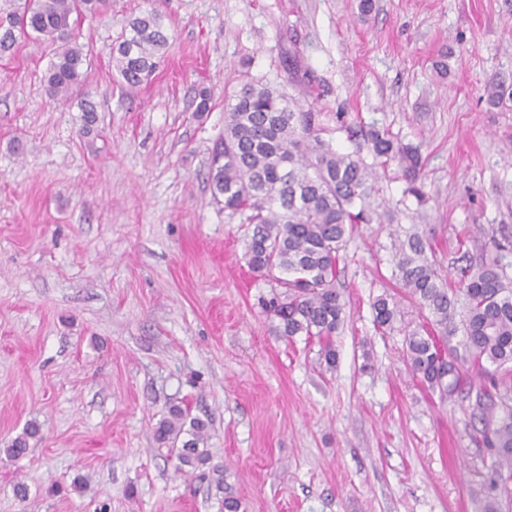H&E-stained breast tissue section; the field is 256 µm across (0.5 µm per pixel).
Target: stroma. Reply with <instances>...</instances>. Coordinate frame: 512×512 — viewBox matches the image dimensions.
<instances>
[{"instance_id":"stroma-1","label":"stroma","mask_w":512,"mask_h":512,"mask_svg":"<svg viewBox=\"0 0 512 512\" xmlns=\"http://www.w3.org/2000/svg\"><path fill=\"white\" fill-rule=\"evenodd\" d=\"M371 3L112 0L79 22L88 70L64 102L43 87L51 45L0 56V512H224L227 491L244 512H481L480 380L461 362L445 399L413 378L405 335L426 314L391 276L392 244L419 225L452 274L512 243V99L485 92L512 78V0ZM146 11L169 45L131 89L112 48ZM257 82L318 112L337 151L375 129L421 158L425 201L397 163L379 169L394 221L356 225L342 252L331 369L317 340L276 334L251 228L212 197L225 109ZM383 294L400 310L387 333ZM183 403L210 422V463L187 475L152 433ZM372 309L374 312V322L379 329L390 331L394 328V322L399 310L397 303L391 296L386 294L378 296L372 303ZM39 434V427L35 424L28 425L21 434L16 436L7 448L4 450V454L9 459H18L26 455L30 440L35 438Z\"/></svg>"}]
</instances>
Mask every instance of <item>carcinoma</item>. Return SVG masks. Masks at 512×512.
<instances>
[{"label":"carcinoma","mask_w":512,"mask_h":512,"mask_svg":"<svg viewBox=\"0 0 512 512\" xmlns=\"http://www.w3.org/2000/svg\"><path fill=\"white\" fill-rule=\"evenodd\" d=\"M107 0H0V54L18 39L35 36L57 45L45 73L46 93L67 100L82 85L87 55L78 43L77 18L95 14ZM161 18L154 12L129 23L122 41L112 48V61L123 82L135 88L157 67L167 45ZM490 102L512 98V88L493 78ZM381 164L399 160L409 191L416 186L420 163L416 154L397 146L378 131L368 137ZM372 166L360 156L339 152L321 139L315 113L295 109L294 101L264 84H250L235 95L225 111L224 137L210 161L213 197L242 223L252 225L244 257L251 270L272 276L282 291L269 301L278 335H304L320 344V356L336 364L333 336L345 321L346 303L336 288L341 251L355 224L381 220L372 200ZM392 277L433 320L405 336L406 361L412 375L432 392L450 397L458 392L460 373L449 337L461 332L471 368L483 378L475 405L482 424V445L495 457L484 476L483 512H500V500L512 496V282L498 257L477 267L460 269L455 283L442 274L430 242L414 228L394 244ZM374 322L394 328L397 303L381 295L372 303ZM460 324H455V320ZM39 427L28 425L3 449L9 459L26 455ZM180 473L206 465L209 422L172 405L153 427Z\"/></svg>","instance_id":"carcinoma-1"}]
</instances>
